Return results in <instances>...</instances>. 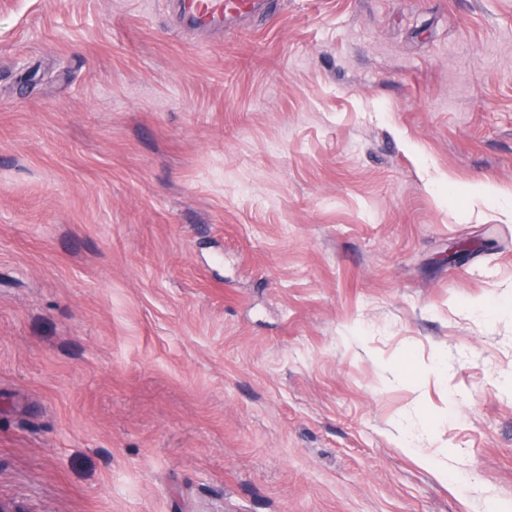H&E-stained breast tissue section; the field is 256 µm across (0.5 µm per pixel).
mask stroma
<instances>
[{
    "label": "stroma",
    "mask_w": 512,
    "mask_h": 512,
    "mask_svg": "<svg viewBox=\"0 0 512 512\" xmlns=\"http://www.w3.org/2000/svg\"><path fill=\"white\" fill-rule=\"evenodd\" d=\"M174 22L0 0V502L512 508V0Z\"/></svg>",
    "instance_id": "35a3bbf8"
}]
</instances>
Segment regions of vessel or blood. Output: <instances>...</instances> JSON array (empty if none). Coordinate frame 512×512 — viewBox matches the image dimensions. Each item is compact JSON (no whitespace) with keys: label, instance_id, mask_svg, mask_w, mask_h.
Returning <instances> with one entry per match:
<instances>
[{"label":"vessel or blood","instance_id":"obj_1","mask_svg":"<svg viewBox=\"0 0 512 512\" xmlns=\"http://www.w3.org/2000/svg\"><path fill=\"white\" fill-rule=\"evenodd\" d=\"M260 7L261 0H177L175 13L179 26L210 32L223 29L225 24L249 16Z\"/></svg>","mask_w":512,"mask_h":512}]
</instances>
